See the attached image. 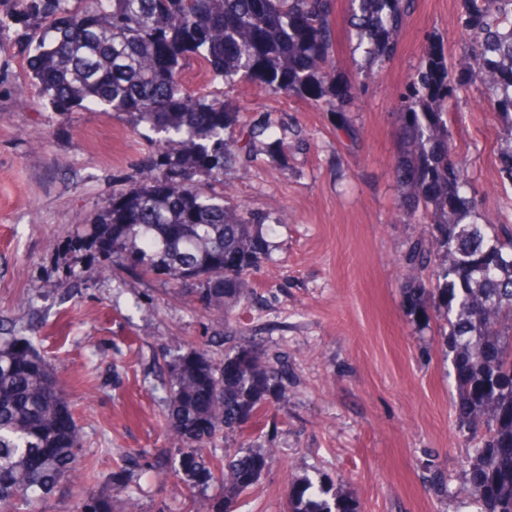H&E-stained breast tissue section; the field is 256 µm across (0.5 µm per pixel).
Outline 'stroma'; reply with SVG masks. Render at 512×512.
Wrapping results in <instances>:
<instances>
[{
  "mask_svg": "<svg viewBox=\"0 0 512 512\" xmlns=\"http://www.w3.org/2000/svg\"><path fill=\"white\" fill-rule=\"evenodd\" d=\"M462 0H417L396 55L361 90L349 137L314 102L267 95L257 84L232 100L302 128L303 147L262 157L233 181L250 210L280 220L269 256L250 276L254 296L230 320L195 297L135 271L92 269L74 279L65 240L140 180L152 149L145 129L112 112L63 114L32 84L28 33L0 37V338L25 336L56 365L84 447L85 470L65 482L47 512H77L108 494L112 512H204L200 492L167 471L177 463L161 419L169 384L163 355L223 354L240 337L261 340L291 363L286 399L267 402L242 432L204 448L223 457L242 441L272 449L261 479L235 512H285L292 478L343 476L361 512H470L459 431L439 343L441 320H413L401 303L399 256L416 234L396 208L395 113L404 82L435 39L449 62L465 51ZM483 219L512 224V185L500 173L503 121L488 98L465 90L448 116ZM138 462L128 485L112 476ZM448 493L430 490L428 464Z\"/></svg>",
  "mask_w": 512,
  "mask_h": 512,
  "instance_id": "stroma-1",
  "label": "stroma"
}]
</instances>
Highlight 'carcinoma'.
<instances>
[{"instance_id":"carcinoma-1","label":"carcinoma","mask_w":512,"mask_h":512,"mask_svg":"<svg viewBox=\"0 0 512 512\" xmlns=\"http://www.w3.org/2000/svg\"><path fill=\"white\" fill-rule=\"evenodd\" d=\"M0 36L30 29L32 82L56 112L123 114L156 136L140 182L112 193L89 234L87 267L129 266L189 288L204 309L227 316L249 299L250 273L267 256L268 215L255 213L213 183L230 185L259 154L288 150V127L267 114L224 102L244 81L274 97L307 99L353 133L348 112L364 82L391 60L415 0H348V21L365 65L336 71L337 0H13ZM466 52L448 68L435 41L400 95L395 166L399 214L420 225L400 259L411 316L433 308L443 321L459 428L473 441L465 484L475 512H512V225L481 223L467 172L451 156L448 106L472 86L487 90L508 124L501 173L512 181V0H463ZM201 63L225 92L189 93L184 69ZM123 225L112 243V225ZM164 411L180 456L177 475L192 489L214 481L223 494L205 512H225L257 483L268 450L241 443L218 465L199 449L241 430L271 396H285L288 358L271 360L247 342L216 358L178 352ZM83 439L51 359L26 337L0 343V512H43L81 460ZM355 494L325 475L298 477L286 512H336ZM80 512H112V499H86Z\"/></svg>"}]
</instances>
